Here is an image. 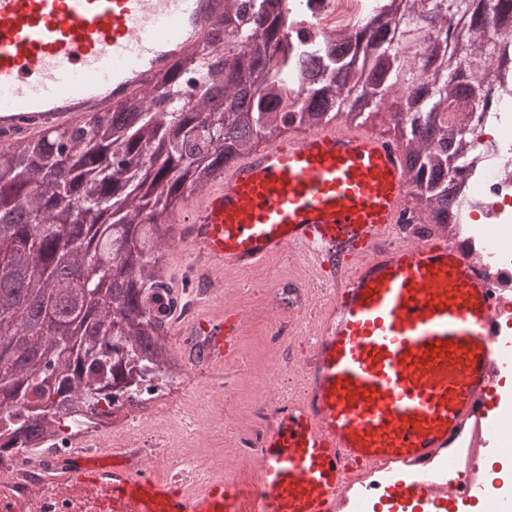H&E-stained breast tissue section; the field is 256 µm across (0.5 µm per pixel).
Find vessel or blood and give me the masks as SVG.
Wrapping results in <instances>:
<instances>
[{
	"label": "vessel or blood",
	"instance_id": "obj_1",
	"mask_svg": "<svg viewBox=\"0 0 512 512\" xmlns=\"http://www.w3.org/2000/svg\"><path fill=\"white\" fill-rule=\"evenodd\" d=\"M224 0H0V130L34 136L67 127L188 57ZM402 150L356 129L320 127L226 163L217 183L171 217L214 270H246L295 249L325 264L348 252L346 279L325 303L304 392L273 412L253 484L223 476L173 485L108 462L78 461L47 490L98 491L97 512H356V468L399 467L405 493L477 494L425 479L433 461L472 465L463 445L482 426L501 351L486 264L427 224L418 243L389 236L412 217ZM204 361L223 356L224 324H206Z\"/></svg>",
	"mask_w": 512,
	"mask_h": 512
}]
</instances>
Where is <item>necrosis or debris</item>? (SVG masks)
<instances>
[{
	"label": "necrosis or debris",
	"mask_w": 512,
	"mask_h": 512,
	"mask_svg": "<svg viewBox=\"0 0 512 512\" xmlns=\"http://www.w3.org/2000/svg\"><path fill=\"white\" fill-rule=\"evenodd\" d=\"M285 23L282 36L290 47H297L300 36L322 41L359 27L365 20L369 0H283ZM464 127L469 154L456 173L468 198L465 222L455 236L469 254L485 258L493 288L502 300L496 317L502 332L512 331V94L500 95L491 112H472ZM309 300L297 297L293 288L275 287L271 278L252 281L248 299L241 303L245 319L263 318L269 341L280 353L263 376L253 421L243 427L230 414L216 416L207 428L196 427L183 412L190 392L211 407L228 405L239 373L214 364L196 369L190 349L175 348L179 372H156L143 377L135 396L121 388L112 391V444L121 449L126 461L138 470L179 481H204L224 464V440L233 438L244 466L237 473L245 482L257 473L262 458L260 443L267 414L279 402L292 397L288 376L303 362L290 343L298 324L306 321ZM184 425L187 432L210 446L208 454L190 456L170 445L158 416ZM104 443L95 429L81 436L60 435L47 448L36 452L13 451L0 455V473L9 475L14 495L42 486L47 477L68 467L77 451L96 453ZM399 474L371 471L366 486L354 489L364 506L374 499L389 502L388 512H409L406 502L395 499L401 485Z\"/></svg>",
	"instance_id": "obj_1"
}]
</instances>
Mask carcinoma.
Wrapping results in <instances>:
<instances>
[{"mask_svg":"<svg viewBox=\"0 0 512 512\" xmlns=\"http://www.w3.org/2000/svg\"><path fill=\"white\" fill-rule=\"evenodd\" d=\"M397 0H383L360 28L324 44L300 43L270 74L279 51L282 11L275 0L238 24L239 0L208 24V48L197 61H176L154 77L156 89L133 93L103 116L62 131L15 140L0 167V207L21 220L0 227V450L28 449L53 439L67 424L78 433L112 415L110 385L132 386L128 361L169 370L174 361L165 313L155 291L172 287L157 237L167 214L186 204L224 163L278 126L361 125L384 97L394 105L400 147L426 217L459 223L460 186L450 162L467 153L462 114L476 111L495 91L512 88V47L486 36L488 27L512 28V0H407L404 13L421 21L426 36L403 27V55L391 47ZM236 33L251 47L228 58L224 38ZM307 84L304 99L279 112L282 85ZM224 106L213 104L214 90ZM22 286L50 314L72 292L57 260L85 267L87 281L104 274L115 283L70 335L35 333L15 297L17 258ZM63 359L66 373L45 385L49 372L33 354Z\"/></svg>","mask_w":512,"mask_h":512,"instance_id":"carcinoma-1","label":"carcinoma"}]
</instances>
